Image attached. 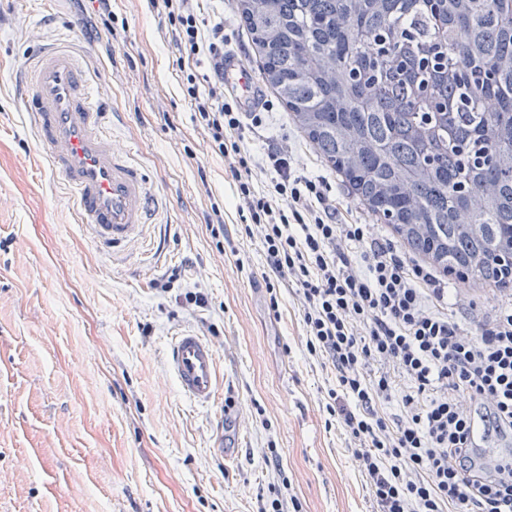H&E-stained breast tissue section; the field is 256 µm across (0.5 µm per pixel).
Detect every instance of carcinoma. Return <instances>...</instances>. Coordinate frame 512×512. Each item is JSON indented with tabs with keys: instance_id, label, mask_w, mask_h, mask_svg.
<instances>
[{
	"instance_id": "carcinoma-1",
	"label": "carcinoma",
	"mask_w": 512,
	"mask_h": 512,
	"mask_svg": "<svg viewBox=\"0 0 512 512\" xmlns=\"http://www.w3.org/2000/svg\"><path fill=\"white\" fill-rule=\"evenodd\" d=\"M266 84L417 254L512 257V0H239Z\"/></svg>"
}]
</instances>
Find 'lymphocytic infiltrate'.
I'll use <instances>...</instances> for the list:
<instances>
[{
	"label": "lymphocytic infiltrate",
	"mask_w": 512,
	"mask_h": 512,
	"mask_svg": "<svg viewBox=\"0 0 512 512\" xmlns=\"http://www.w3.org/2000/svg\"><path fill=\"white\" fill-rule=\"evenodd\" d=\"M203 2L151 0L194 119L237 187L239 232L261 238L270 307L285 282L308 354L335 372L322 406L367 479L373 512H512V474L477 469L469 453L475 414L512 447V304L464 334L448 316L447 274L372 225L339 223L325 178L299 173L282 146L251 154L246 137L266 128L273 105L246 113L228 91L224 19L204 17ZM259 170L271 175L262 193ZM381 400L401 417L379 415Z\"/></svg>",
	"instance_id": "lymphocytic-infiltrate-1"
}]
</instances>
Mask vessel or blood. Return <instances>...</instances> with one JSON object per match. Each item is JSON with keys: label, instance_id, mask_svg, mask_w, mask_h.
Instances as JSON below:
<instances>
[{"label": "vessel or blood", "instance_id": "obj_1", "mask_svg": "<svg viewBox=\"0 0 512 512\" xmlns=\"http://www.w3.org/2000/svg\"><path fill=\"white\" fill-rule=\"evenodd\" d=\"M228 77L238 79L244 100L254 82L236 57H227ZM22 105L51 169L69 195L75 220L93 241L112 252L142 238L156 204L151 181L130 149L112 136V114L103 106L85 60L66 44L39 50L24 65ZM169 368L186 398L207 404L219 393L217 351L185 329L173 341ZM470 439L480 460L512 468V454L490 446L482 422L473 421Z\"/></svg>", "mask_w": 512, "mask_h": 512}]
</instances>
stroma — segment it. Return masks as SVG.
<instances>
[{
	"label": "stroma",
	"instance_id": "stroma-1",
	"mask_svg": "<svg viewBox=\"0 0 512 512\" xmlns=\"http://www.w3.org/2000/svg\"><path fill=\"white\" fill-rule=\"evenodd\" d=\"M211 7L225 50L259 75L238 0ZM112 14L126 25L114 37L88 32L72 0H0V512H257L284 479L302 512H371L340 428L325 426L335 375L308 354L289 288L269 309L261 242L238 234L237 187L193 119L156 9L112 0ZM60 35L88 54L116 142L168 205L148 241L115 256L76 224L17 103V69ZM276 139L300 173L329 179L341 221L372 223L286 112L247 146L259 155ZM215 204L228 239L220 250L207 229ZM497 298L448 277V313L468 332ZM184 328L218 352L212 404L184 397L167 369ZM228 406L242 420L230 460L216 429ZM273 449L282 471L266 463Z\"/></svg>",
	"mask_w": 512,
	"mask_h": 512
}]
</instances>
